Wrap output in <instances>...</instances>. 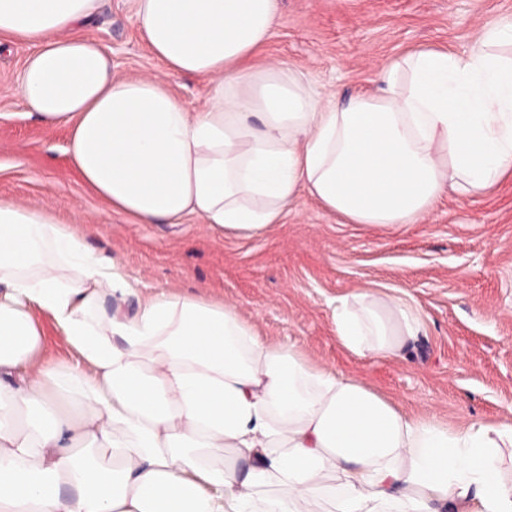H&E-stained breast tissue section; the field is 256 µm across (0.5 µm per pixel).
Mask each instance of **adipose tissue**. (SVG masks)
I'll use <instances>...</instances> for the list:
<instances>
[{
  "label": "adipose tissue",
  "mask_w": 512,
  "mask_h": 512,
  "mask_svg": "<svg viewBox=\"0 0 512 512\" xmlns=\"http://www.w3.org/2000/svg\"><path fill=\"white\" fill-rule=\"evenodd\" d=\"M134 2L166 72L212 80L203 109L114 75L111 52L78 33L96 0H0V36L32 46L18 95L68 128L71 167L110 211L257 232L305 190L351 224H411L444 192L512 177L510 23L464 55L408 52L375 91L323 106L298 72L249 64L278 0ZM133 292L49 210L0 199V512H512L511 420L406 415L221 302L102 306ZM37 309L76 363L40 359ZM332 316L361 359L399 357L421 326L387 293Z\"/></svg>",
  "instance_id": "obj_1"
}]
</instances>
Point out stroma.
<instances>
[{"instance_id": "obj_1", "label": "stroma", "mask_w": 512, "mask_h": 512, "mask_svg": "<svg viewBox=\"0 0 512 512\" xmlns=\"http://www.w3.org/2000/svg\"><path fill=\"white\" fill-rule=\"evenodd\" d=\"M512 0H280L254 66L304 74L320 102L376 87L379 71L419 48L467 53ZM82 35L112 50L125 78H163L187 109L205 77L169 75L139 33L134 0H98ZM31 47L0 46V198L49 209L88 249L119 260L144 291L234 308L271 343H294L401 411L455 428L512 420V181L451 193L415 224H348L301 194L262 231L212 229L196 217L139 224L110 212L68 163L69 133L30 115L15 93ZM382 291L416 306L422 327L400 358L360 360L338 344L330 303Z\"/></svg>"}]
</instances>
